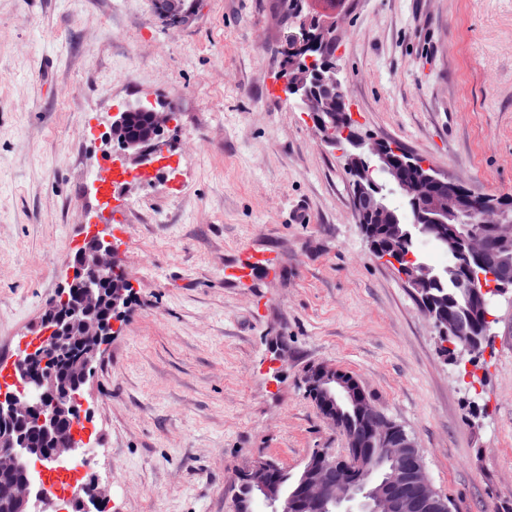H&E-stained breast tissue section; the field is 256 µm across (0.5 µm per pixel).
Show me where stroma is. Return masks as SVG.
I'll return each instance as SVG.
<instances>
[{
	"label": "stroma",
	"instance_id": "obj_1",
	"mask_svg": "<svg viewBox=\"0 0 512 512\" xmlns=\"http://www.w3.org/2000/svg\"><path fill=\"white\" fill-rule=\"evenodd\" d=\"M336 54L363 132L512 197V0H342ZM278 0H0V358L34 335L92 230L133 282L83 393L102 512H232L237 474L300 471L343 436L303 372L352 373L420 448L451 512H512V292L476 377L369 251L340 152L280 91ZM172 108L159 167L102 142ZM264 254L243 278L228 267ZM154 3L157 14L169 25L186 26L194 19V15L184 10L183 0H155Z\"/></svg>",
	"mask_w": 512,
	"mask_h": 512
}]
</instances>
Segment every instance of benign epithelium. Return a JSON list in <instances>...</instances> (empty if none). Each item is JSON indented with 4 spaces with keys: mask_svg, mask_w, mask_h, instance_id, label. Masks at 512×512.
<instances>
[{
    "mask_svg": "<svg viewBox=\"0 0 512 512\" xmlns=\"http://www.w3.org/2000/svg\"><path fill=\"white\" fill-rule=\"evenodd\" d=\"M156 12L169 25L186 26L194 15L183 8V0H155ZM289 75L282 78L285 98L292 100L307 114L322 141L336 146L329 136L334 126L346 140L343 152L350 173V194L355 214L371 253L391 266L409 287L421 291L432 287L436 271L427 264L415 263L414 256L394 248L393 237L397 220L381 201L380 188L372 177L375 171L388 174L397 190L415 208L418 222L431 224L443 242H448L446 226L464 220L476 228L465 233L451 229L460 241L466 258V286L469 296L482 312L472 322L473 332L462 341L461 352L470 355L481 351L488 339L494 297L512 290V276L502 269L490 270L487 257L495 239H512V201L490 199L477 195L463 185L448 179L431 166L393 143L371 137L361 131L349 112L347 96L335 62L323 53L305 57L300 67H288ZM162 152L160 140L134 141L122 148L124 159L146 165ZM122 264L111 237L96 231L77 252L67 288L56 302L50 304L40 321L41 331L53 335V342L64 348L75 347L78 356L71 363L76 382L71 404L62 400L48 401L55 396L61 383L54 374L44 370L37 349L24 350L15 363L17 380L24 389L0 393V473L24 472L22 480L12 487L9 501L0 512H32L34 485L28 461L42 458L46 451L55 459L67 456L88 442L75 432L76 423L63 421L76 409L93 365L102 346L114 334L117 319H90V313L107 304L115 312L124 307L132 292L129 276L119 281H102ZM419 301L439 327L441 335L458 334L459 326L451 319L435 317L434 304L423 296ZM303 383L310 396L326 410L327 423L347 438V448L336 456L332 448H319L305 461V475L300 498L281 500L277 512H297L299 499L325 504L330 500L351 501L357 474L363 470L366 450L383 448L396 461L391 474L383 480L366 507L373 512H438L441 502L426 473L422 455L408 432L392 421L367 398L360 381L343 370L328 365L308 369ZM341 392L357 405L361 415L357 426L344 427L339 411L335 410V394ZM38 432L50 448H29L20 428ZM275 462L259 459L250 464L246 477L269 500L278 499V488L271 478ZM106 490L99 483L83 484L79 493L68 500L76 510L84 509L83 497L97 501Z\"/></svg>",
    "mask_w": 512,
    "mask_h": 512,
    "instance_id": "benign-epithelium-1",
    "label": "benign epithelium"
}]
</instances>
